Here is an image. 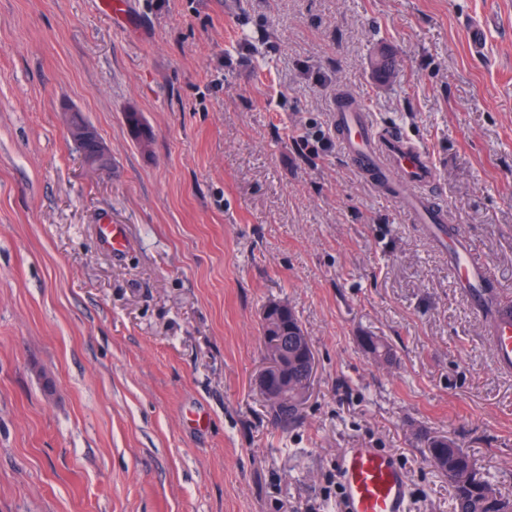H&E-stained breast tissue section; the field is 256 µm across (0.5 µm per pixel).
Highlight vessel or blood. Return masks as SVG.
Returning a JSON list of instances; mask_svg holds the SVG:
<instances>
[{"label":"vessel or blood","mask_w":512,"mask_h":512,"mask_svg":"<svg viewBox=\"0 0 512 512\" xmlns=\"http://www.w3.org/2000/svg\"><path fill=\"white\" fill-rule=\"evenodd\" d=\"M333 118L343 151L357 173L394 197L414 223H447L445 198L428 193L436 173L420 145L401 133L378 130L365 105L353 99H337ZM448 257L475 314H482L488 269L459 237L449 240ZM485 334L497 364L511 369L512 310L504 306L489 317ZM336 473L343 486L344 512H407L408 482L393 455L378 448H349L337 456Z\"/></svg>","instance_id":"b4317fda"}]
</instances>
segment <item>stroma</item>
<instances>
[{"mask_svg": "<svg viewBox=\"0 0 512 512\" xmlns=\"http://www.w3.org/2000/svg\"><path fill=\"white\" fill-rule=\"evenodd\" d=\"M123 2L0 0V512H336V458L362 445L399 458L411 512H453L426 431L512 498V373L447 250L332 127L346 93L424 146L512 301V0ZM68 110L109 170L81 160ZM308 127L330 151L293 139ZM272 299L315 356L285 431L256 383ZM65 123L70 137L75 143L94 144L93 150L85 156L88 167L95 170H105L112 165V157L107 146L98 137L96 129L78 120L75 112H65ZM361 345L364 351L379 364L390 365L395 360V351L392 346L382 337L363 336Z\"/></svg>", "mask_w": 512, "mask_h": 512, "instance_id": "stroma-1", "label": "stroma"}]
</instances>
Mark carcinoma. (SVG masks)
I'll list each match as a JSON object with an SVG mask.
<instances>
[{
    "instance_id": "cac0c4a2",
    "label": "carcinoma",
    "mask_w": 512,
    "mask_h": 512,
    "mask_svg": "<svg viewBox=\"0 0 512 512\" xmlns=\"http://www.w3.org/2000/svg\"><path fill=\"white\" fill-rule=\"evenodd\" d=\"M131 133L138 142L151 141V133L136 112L126 115ZM302 330L294 312L284 315L274 311L262 318L261 344H271L293 331ZM364 351L377 363L390 365L395 360L392 346L380 336L361 338ZM311 383L300 361L299 347L288 344V400L269 405L272 421L286 429L294 423ZM427 460L437 459L432 467L448 476L454 493V512H512V499L503 497L488 477L477 467L471 456L453 439L445 435L429 434L425 441Z\"/></svg>"
}]
</instances>
